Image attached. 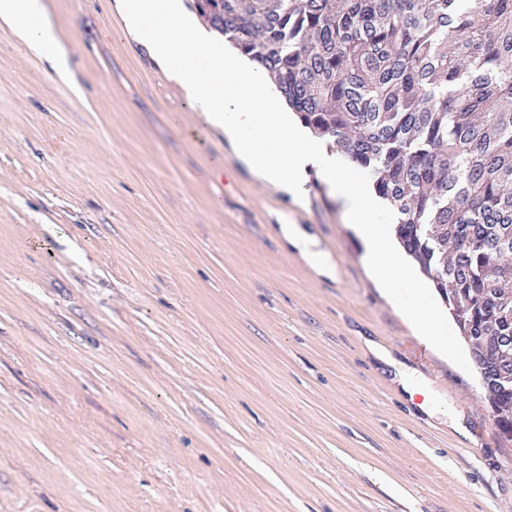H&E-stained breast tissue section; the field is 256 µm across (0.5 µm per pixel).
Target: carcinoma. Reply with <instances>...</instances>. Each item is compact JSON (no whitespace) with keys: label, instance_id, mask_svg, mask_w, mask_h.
Returning a JSON list of instances; mask_svg holds the SVG:
<instances>
[{"label":"carcinoma","instance_id":"obj_1","mask_svg":"<svg viewBox=\"0 0 512 512\" xmlns=\"http://www.w3.org/2000/svg\"><path fill=\"white\" fill-rule=\"evenodd\" d=\"M370 173L470 355L512 367V0H205ZM489 404L509 412L498 387Z\"/></svg>","mask_w":512,"mask_h":512}]
</instances>
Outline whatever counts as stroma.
<instances>
[{
  "label": "stroma",
  "mask_w": 512,
  "mask_h": 512,
  "mask_svg": "<svg viewBox=\"0 0 512 512\" xmlns=\"http://www.w3.org/2000/svg\"><path fill=\"white\" fill-rule=\"evenodd\" d=\"M42 3L68 80L0 24V512H512L479 376L320 174L254 177L119 0Z\"/></svg>",
  "instance_id": "obj_1"
}]
</instances>
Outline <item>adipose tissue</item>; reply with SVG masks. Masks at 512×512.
<instances>
[{
	"mask_svg": "<svg viewBox=\"0 0 512 512\" xmlns=\"http://www.w3.org/2000/svg\"><path fill=\"white\" fill-rule=\"evenodd\" d=\"M42 0H0V23L15 29L57 71H64L62 48L52 29L42 23Z\"/></svg>",
	"mask_w": 512,
	"mask_h": 512,
	"instance_id": "adipose-tissue-1",
	"label": "adipose tissue"
}]
</instances>
